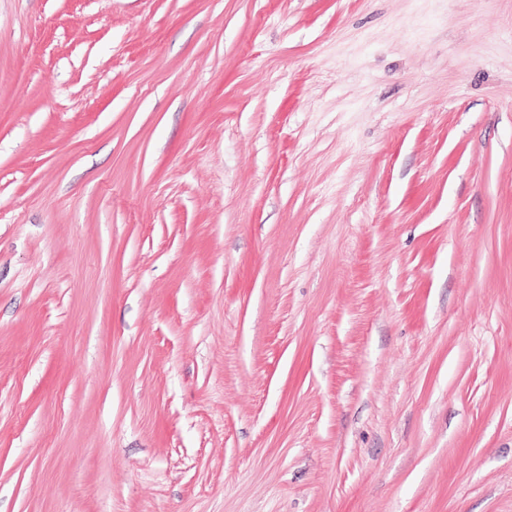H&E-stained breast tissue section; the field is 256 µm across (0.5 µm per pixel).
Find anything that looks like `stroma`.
<instances>
[{
	"label": "stroma",
	"instance_id": "35a3bbf8",
	"mask_svg": "<svg viewBox=\"0 0 512 512\" xmlns=\"http://www.w3.org/2000/svg\"><path fill=\"white\" fill-rule=\"evenodd\" d=\"M0 512H512V0H0Z\"/></svg>",
	"mask_w": 512,
	"mask_h": 512
}]
</instances>
